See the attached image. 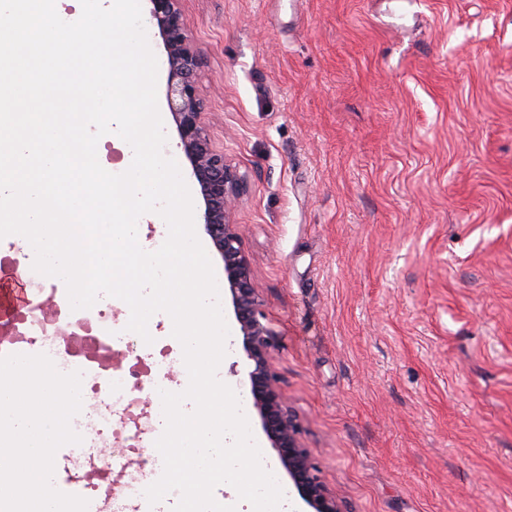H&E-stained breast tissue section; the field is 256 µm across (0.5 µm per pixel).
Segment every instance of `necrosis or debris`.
<instances>
[{
    "instance_id": "1",
    "label": "necrosis or debris",
    "mask_w": 512,
    "mask_h": 512,
    "mask_svg": "<svg viewBox=\"0 0 512 512\" xmlns=\"http://www.w3.org/2000/svg\"><path fill=\"white\" fill-rule=\"evenodd\" d=\"M112 304L103 296L75 310L65 289H35L0 335V356L45 354L58 371H81L82 408L71 425L84 448L68 461L74 495L100 512H158L144 491L163 472L161 456L147 453L163 421L159 392L187 385L188 373L170 335L151 367L141 337L114 323Z\"/></svg>"
}]
</instances>
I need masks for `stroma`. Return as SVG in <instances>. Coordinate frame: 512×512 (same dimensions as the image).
<instances>
[{"label":"stroma","instance_id":"1","mask_svg":"<svg viewBox=\"0 0 512 512\" xmlns=\"http://www.w3.org/2000/svg\"><path fill=\"white\" fill-rule=\"evenodd\" d=\"M278 386L347 512H512V0H181ZM230 329L222 380L250 362ZM285 499L309 512L247 414Z\"/></svg>","mask_w":512,"mask_h":512}]
</instances>
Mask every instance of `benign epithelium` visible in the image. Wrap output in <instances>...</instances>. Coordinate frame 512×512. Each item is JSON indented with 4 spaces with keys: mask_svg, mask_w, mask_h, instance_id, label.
Returning a JSON list of instances; mask_svg holds the SVG:
<instances>
[{
    "mask_svg": "<svg viewBox=\"0 0 512 512\" xmlns=\"http://www.w3.org/2000/svg\"><path fill=\"white\" fill-rule=\"evenodd\" d=\"M149 2L150 15L167 56V106L179 134L180 147L204 199L199 219L224 260V276L240 324L243 348L252 362L250 393L254 408L282 467L312 512H343L339 494L326 485L311 452L300 443L299 424L276 384L271 364L276 334L266 322L252 286L242 234L238 225L229 220V211L242 193L243 184L224 154L213 149L206 132L197 83L199 52L186 34L180 0Z\"/></svg>",
    "mask_w": 512,
    "mask_h": 512,
    "instance_id": "obj_1",
    "label": "benign epithelium"
}]
</instances>
